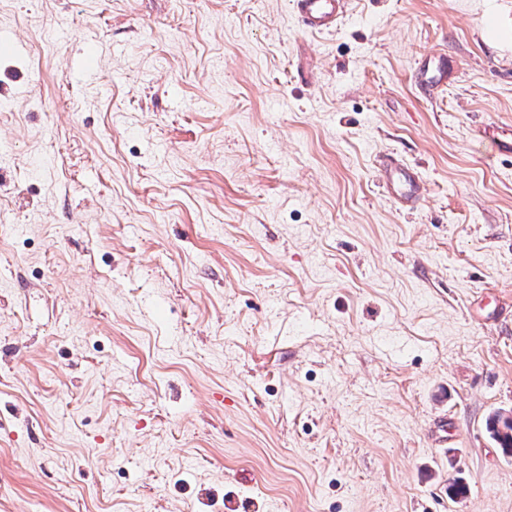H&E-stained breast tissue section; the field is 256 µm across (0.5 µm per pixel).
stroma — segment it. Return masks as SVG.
I'll return each instance as SVG.
<instances>
[{
    "label": "stroma",
    "instance_id": "obj_1",
    "mask_svg": "<svg viewBox=\"0 0 512 512\" xmlns=\"http://www.w3.org/2000/svg\"><path fill=\"white\" fill-rule=\"evenodd\" d=\"M498 126L512 0H0V512H512ZM290 3L307 32L324 34L335 31L342 22L349 0H292ZM416 78V85L425 91L434 90L448 83L453 76V71L448 67V60L441 56L430 58L423 69L420 68ZM378 165L380 184L389 200L401 208H412L420 204L424 186L413 166L390 154L382 156ZM487 429L507 456L512 454V416L500 412L488 417Z\"/></svg>",
    "mask_w": 512,
    "mask_h": 512
}]
</instances>
